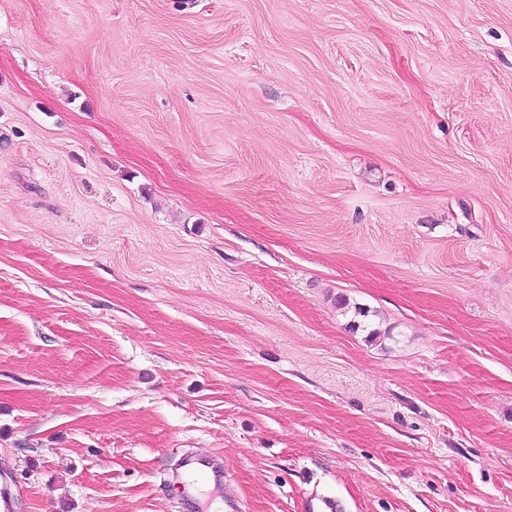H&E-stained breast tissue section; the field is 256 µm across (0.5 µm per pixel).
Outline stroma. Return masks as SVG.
<instances>
[{
    "mask_svg": "<svg viewBox=\"0 0 512 512\" xmlns=\"http://www.w3.org/2000/svg\"><path fill=\"white\" fill-rule=\"evenodd\" d=\"M0 484L512 512V0H0Z\"/></svg>",
    "mask_w": 512,
    "mask_h": 512,
    "instance_id": "obj_1",
    "label": "stroma"
}]
</instances>
